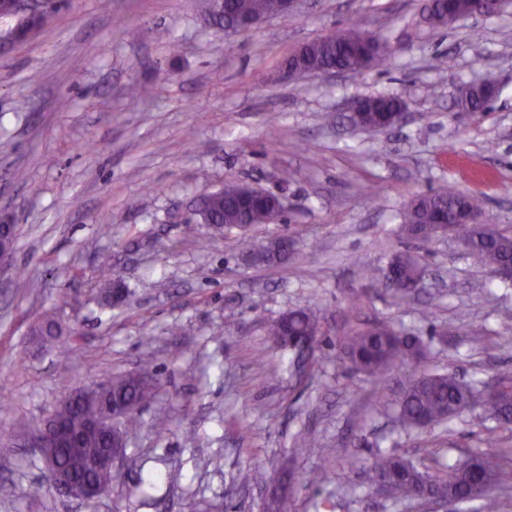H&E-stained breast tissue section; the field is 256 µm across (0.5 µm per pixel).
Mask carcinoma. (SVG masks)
Masks as SVG:
<instances>
[{
    "mask_svg": "<svg viewBox=\"0 0 512 512\" xmlns=\"http://www.w3.org/2000/svg\"><path fill=\"white\" fill-rule=\"evenodd\" d=\"M504 0H459L461 13L474 11L494 14L501 10ZM276 0H227L224 11L210 13L213 26L223 29L235 25L239 19L258 11L271 13ZM361 33L355 30H333L310 43L305 64L316 70L336 69L357 73L363 70L358 52ZM400 98L380 95L367 101L362 112L364 127L381 124L385 116L398 109ZM241 184L227 183L224 189L203 197L202 210L211 224L227 230L243 225L249 227L263 223L265 212L246 215L240 207ZM481 211L482 201L453 186L418 195L407 205L403 214L402 230L407 234L430 241L437 237L436 217L439 213H452L459 207ZM451 232L463 236L467 254L473 264L493 269L512 262V235L504 233L495 224L453 225ZM291 241L286 236L253 244L244 256L254 265H279L290 260ZM426 273L417 255L410 251L395 253L381 275L374 282L385 286L401 287L403 296L412 292L411 285ZM304 333L317 344L320 327L314 314L307 310H293L273 322L268 336L282 347L292 345L296 335ZM343 349L351 367L360 373L380 378L397 365L418 362L424 353L420 337L400 335L387 328H367L343 338ZM109 395L116 400L138 408L158 396V383L150 367L135 374L113 375L106 379ZM496 402L487 405L478 392L450 373L424 370L402 389L395 407V420L404 431L420 430L433 424L451 421L462 416L477 425L494 420L503 427L512 426V373L497 377ZM104 405L99 385L85 387L74 404L60 408L57 415L65 421L68 430L78 433L85 422L100 414ZM492 450L462 453L452 462L442 463L434 473L419 471L410 461L399 455H382L366 464L355 460L352 465L366 474L369 491L380 486L388 488V497L397 501L431 503L439 497L446 500L476 493L480 501L478 512H502L504 499L494 491L512 489V449L500 448L497 440L489 441ZM105 439H91L83 450L57 449L63 466L77 476L94 479L104 489L121 481V475L92 467L94 458L107 447Z\"/></svg>",
    "mask_w": 512,
    "mask_h": 512,
    "instance_id": "cac0c4a2",
    "label": "carcinoma"
}]
</instances>
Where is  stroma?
Instances as JSON below:
<instances>
[{
  "label": "stroma",
  "instance_id": "35a3bbf8",
  "mask_svg": "<svg viewBox=\"0 0 512 512\" xmlns=\"http://www.w3.org/2000/svg\"><path fill=\"white\" fill-rule=\"evenodd\" d=\"M427 3L297 0L228 34L206 0H111L106 13L99 0H59L52 37L0 53V218L18 227L0 274V432L13 436L0 443V512H266L281 493L293 512H423L370 494L348 457L395 454L431 472L512 439L493 421L398 431L391 406L412 366L380 388L340 344L381 325L421 337L426 364L464 381L512 371V280L472 265L456 234L420 243L401 230L413 197L452 185L512 234V2L445 27L426 23ZM348 28L388 40L390 62L281 78L299 45ZM438 54L452 70L434 69ZM488 71L497 97L459 111V85ZM136 81L153 84L151 99L128 95ZM380 94L405 100V121L353 128L351 105ZM228 182L286 198L284 221L245 237L292 239L288 266L246 264L204 224L184 233L201 197ZM407 248L427 269L423 288L401 299L372 287L366 271ZM105 254L126 290L117 308L102 298ZM292 309L321 327L310 375L266 332ZM48 316L63 329L66 376L56 341L34 335ZM475 326L484 347L469 340ZM146 365L160 393L137 414L123 481L88 507L49 492L28 431L66 391ZM301 434L315 445L297 455ZM325 467L335 481L288 475ZM147 473L160 478L151 499L130 496Z\"/></svg>",
  "mask_w": 512,
  "mask_h": 512
}]
</instances>
